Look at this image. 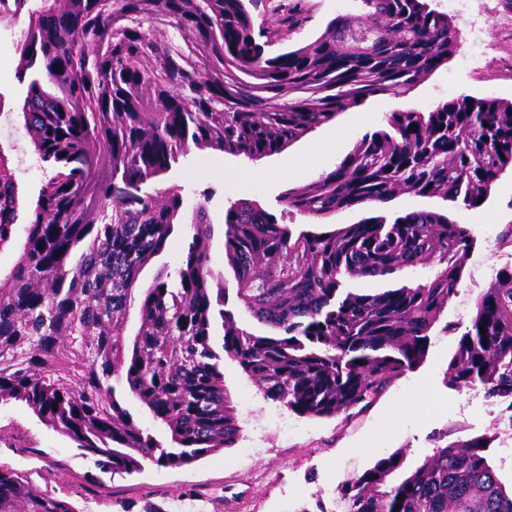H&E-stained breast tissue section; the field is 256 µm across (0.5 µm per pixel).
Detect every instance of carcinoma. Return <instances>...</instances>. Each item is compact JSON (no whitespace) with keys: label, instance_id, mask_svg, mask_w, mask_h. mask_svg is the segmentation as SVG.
Here are the masks:
<instances>
[{"label":"carcinoma","instance_id":"obj_1","mask_svg":"<svg viewBox=\"0 0 512 512\" xmlns=\"http://www.w3.org/2000/svg\"><path fill=\"white\" fill-rule=\"evenodd\" d=\"M360 2V14H338L320 36L271 56L269 38L305 22V0H270L258 33L249 7L263 0H15L19 118L45 166L24 212L0 146V250L17 225L24 232L0 273V406L26 404L99 468L130 475L237 444L224 355L265 398L323 418L368 408L423 359L474 247L448 213L416 209L389 224L376 216L319 231L281 224L255 200L230 203L224 256L251 331L228 309L224 285L210 284L208 200L189 209L169 183L193 148L252 162L280 154L370 97L409 93L456 53L451 19L432 0ZM509 169L512 100L460 94L386 114L282 202L318 222L403 195L471 209ZM178 220L189 226L185 260L140 289ZM419 265L432 274L415 286L344 287L347 277ZM65 361L69 377L60 376ZM446 379L512 397L511 267L476 300ZM130 397L165 426L169 446L137 424ZM447 438L433 436V453L396 484L401 454L379 459L338 489L341 512H512L486 456L490 438ZM0 512L77 510L0 464Z\"/></svg>","mask_w":512,"mask_h":512}]
</instances>
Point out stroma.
<instances>
[{
  "label": "stroma",
  "mask_w": 512,
  "mask_h": 512,
  "mask_svg": "<svg viewBox=\"0 0 512 512\" xmlns=\"http://www.w3.org/2000/svg\"><path fill=\"white\" fill-rule=\"evenodd\" d=\"M310 17L297 31L281 32L270 54L301 45L324 31L336 15L357 13L355 0H309ZM458 52L409 94L384 97L383 111L375 99L350 108L279 155L251 162L212 149L192 150L176 166L172 180L182 186L188 203L209 195L215 226H222L226 208L237 199H253L278 222L299 227L302 216H290L279 201L287 184L276 170L303 161L310 176L333 169L354 143L380 128L386 113L426 110L460 94L512 99V70L489 64L478 71L461 65L462 54L486 59H512V11L502 0L473 19L453 15ZM512 206V173L504 174L490 199L475 207L468 229L475 247L465 266L459 297L435 327L427 354L416 368L395 380L366 410L351 418L302 416L265 400L257 386L233 360H225L224 387L243 428L240 441L180 467L145 465L127 475L99 469L93 458L41 424L26 404L0 407V463L29 472H49L59 495L79 512H119L127 503L140 512L145 501L165 512H296L323 504L333 512L337 491L392 453H404L402 473H410L433 450L434 433L449 440L494 435L487 415L488 398L477 390L453 387L445 371L462 334L475 315L477 298L489 288L495 269L512 266V250L498 248L503 225H484L488 212Z\"/></svg>",
  "instance_id": "1"
}]
</instances>
